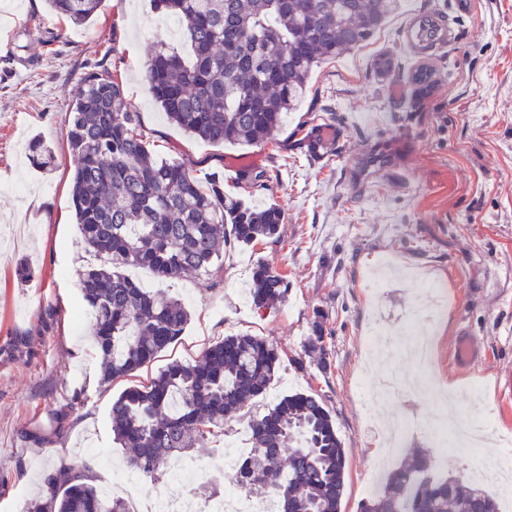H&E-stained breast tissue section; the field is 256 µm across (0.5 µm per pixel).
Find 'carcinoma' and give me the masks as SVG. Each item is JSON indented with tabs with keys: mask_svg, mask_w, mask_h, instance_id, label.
Wrapping results in <instances>:
<instances>
[{
	"mask_svg": "<svg viewBox=\"0 0 512 512\" xmlns=\"http://www.w3.org/2000/svg\"><path fill=\"white\" fill-rule=\"evenodd\" d=\"M75 25L104 0H47ZM175 17L191 51L162 46L143 73L169 119L208 142H270L284 114L296 109L314 70L368 42L402 0H154ZM68 132L76 166L71 194L77 228L101 260L80 273L81 306L95 326L98 385L133 378L175 345L191 314L178 299L124 273L141 266L167 279L181 274L218 285L224 252L279 237L283 213L224 196V178L203 183L182 162L155 157L122 80L104 66L85 74L70 105ZM267 170H245L238 182L268 186ZM250 295L258 310L288 298V280L262 263ZM304 352L330 364L320 324ZM280 365L258 336L230 334L190 363L172 361L147 382L112 399L113 440L130 450L127 468L153 480L168 460L224 434V419L266 394ZM253 448L236 467L242 489L270 495L278 512H341L347 457L336 422L319 395L286 394L248 422ZM95 461L61 460L43 476L44 491L25 512H128L95 483ZM361 512H499L484 488L432 472L429 457L393 469Z\"/></svg>",
	"mask_w": 512,
	"mask_h": 512,
	"instance_id": "obj_1",
	"label": "carcinoma"
}]
</instances>
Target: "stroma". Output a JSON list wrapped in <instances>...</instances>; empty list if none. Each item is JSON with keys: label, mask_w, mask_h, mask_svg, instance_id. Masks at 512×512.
<instances>
[{"label": "stroma", "mask_w": 512, "mask_h": 512, "mask_svg": "<svg viewBox=\"0 0 512 512\" xmlns=\"http://www.w3.org/2000/svg\"><path fill=\"white\" fill-rule=\"evenodd\" d=\"M444 17L452 42L418 54L403 39L422 13ZM170 16L152 0H105L98 15L76 27L46 0H0V512H23L42 491L48 466L93 458L98 482L111 480L103 459L123 465L112 441L108 411L126 386L97 384L94 327L79 320V271L97 258L79 236L71 197L72 154L67 119L75 88L95 64L123 81L128 108L162 159L186 162L194 176L224 177V192L285 215L279 241L261 240L225 254L221 283L161 281L130 269L141 283L181 299L191 321L158 365L196 360L233 333L264 338L281 365L255 412L284 394L312 391L336 421L347 450L342 512H359L366 479L399 415L432 419L443 395L456 405L457 425L471 429L468 406L479 397L492 426L512 434V394L501 393L499 368L512 367V0H405L403 10L368 44L318 67L305 97L264 147L213 144L188 136L154 103L141 73L163 44L188 54ZM433 70L431 84H415L416 68ZM335 128L333 146L310 156L307 135L318 124ZM50 146L56 167L21 165L16 156L32 139ZM266 168L267 189L245 192L236 169ZM390 258V284L373 294L367 281L380 258ZM288 279L286 302L257 310L237 285L257 263ZM29 267L31 280L17 278ZM448 285L447 310L421 335L430 337V381L413 396L377 400L381 377L413 372L406 357L370 353L376 313L399 323L413 306H430L426 280ZM321 321L328 369L305 356L303 344ZM467 337L477 360L458 367L451 349ZM433 470L470 482L480 448L440 450L424 432L413 450Z\"/></svg>", "instance_id": "35a3bbf8"}]
</instances>
